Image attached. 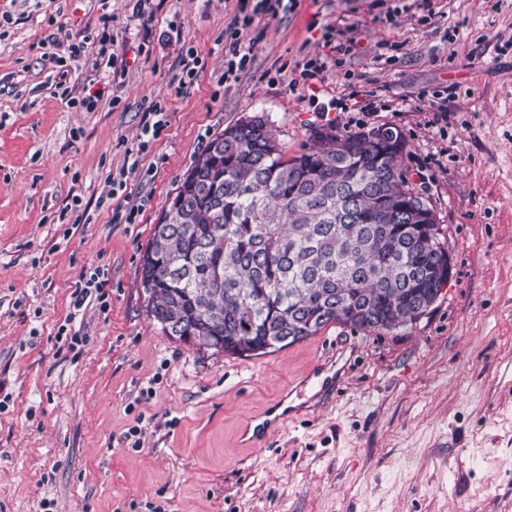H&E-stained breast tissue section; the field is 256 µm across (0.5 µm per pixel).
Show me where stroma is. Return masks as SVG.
Here are the masks:
<instances>
[{
	"label": "stroma",
	"instance_id": "1",
	"mask_svg": "<svg viewBox=\"0 0 512 512\" xmlns=\"http://www.w3.org/2000/svg\"><path fill=\"white\" fill-rule=\"evenodd\" d=\"M236 13L237 0H0V512H512V0H296L254 18L252 65L226 88ZM331 28L337 63L304 83ZM188 49L204 69L178 95ZM58 56L69 85L104 87L92 110L62 100ZM357 82L385 111H348ZM155 103L169 127L126 177L148 204L112 223L122 200L105 179ZM252 115L291 154L317 124L404 134L454 264L425 315L330 324L254 358L149 318L137 268L165 202ZM67 207L84 223L59 222ZM98 266L108 307L74 308Z\"/></svg>",
	"mask_w": 512,
	"mask_h": 512
}]
</instances>
